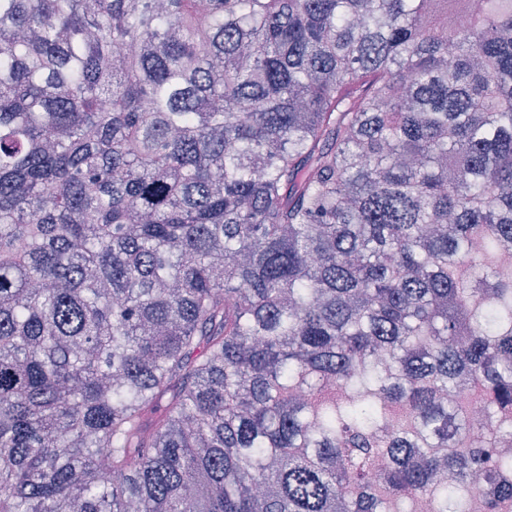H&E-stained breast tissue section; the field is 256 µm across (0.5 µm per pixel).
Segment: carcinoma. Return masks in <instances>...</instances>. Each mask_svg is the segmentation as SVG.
<instances>
[{"mask_svg": "<svg viewBox=\"0 0 512 512\" xmlns=\"http://www.w3.org/2000/svg\"><path fill=\"white\" fill-rule=\"evenodd\" d=\"M511 244L512 0H0V512H499Z\"/></svg>", "mask_w": 512, "mask_h": 512, "instance_id": "1", "label": "carcinoma"}]
</instances>
